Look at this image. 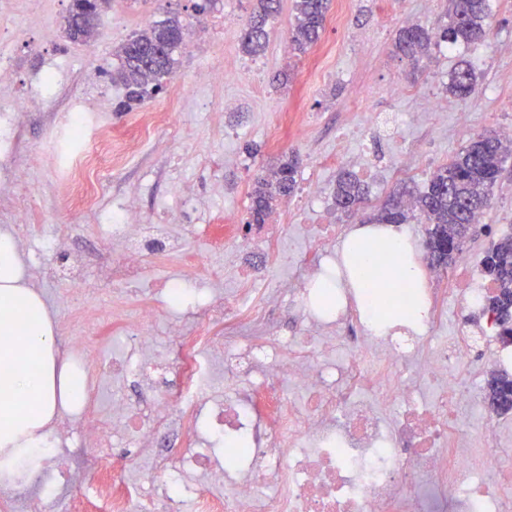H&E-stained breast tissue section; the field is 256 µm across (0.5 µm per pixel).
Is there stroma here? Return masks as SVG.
I'll return each instance as SVG.
<instances>
[{
  "label": "stroma",
  "mask_w": 512,
  "mask_h": 512,
  "mask_svg": "<svg viewBox=\"0 0 512 512\" xmlns=\"http://www.w3.org/2000/svg\"><path fill=\"white\" fill-rule=\"evenodd\" d=\"M70 0H0V60L14 69L10 83L0 84V108L34 89L45 73L55 75L49 104L29 113L22 125L0 128V171L12 180L0 184V227H12L13 200L30 203V236L20 249L26 272L40 292L55 322L71 318L63 302L68 276L58 268L54 277L41 271L40 243L68 224L82 239L95 240L99 227L111 223L112 212L135 205L144 223L169 225L173 234L203 262L223 260L232 266L248 260L251 242L227 243L212 226L222 215L248 218L249 194L262 167L296 152L299 184L316 179L318 201L293 192L278 201L273 215L287 235L295 236L299 252L313 243L297 236L299 225L322 211L333 224L351 223L349 214L333 202L341 165L321 166V159L345 148L356 156L352 171L368 186L361 208L376 211L393 191L424 189L431 173L448 162L479 134L512 123L502 111L512 98V55L499 48L512 44V0H491L490 33L471 46L445 52L433 49L430 58L414 63L396 55L395 33L407 23L437 26L443 0H330L319 42L306 54H283L286 32L293 23L291 0L268 25L269 41L257 56L239 48V36L255 0H111L95 38L98 52L88 57L86 46L69 41L62 22ZM178 15L187 26L177 54L173 79L165 90L129 112L116 111L123 95L113 84L118 67L116 47L142 28L143 17L161 20ZM476 73L475 91L459 99L448 92L451 73L460 62ZM223 67L230 78L213 82L209 72ZM414 87L409 97L392 93L395 85ZM435 100L438 109L426 108ZM88 117L87 141L95 143L100 123L112 128V147L120 163L105 167L106 182L88 209L74 208L63 182L65 174L53 155L69 150L65 134L73 112ZM394 113L396 128L367 139L372 113ZM155 128L145 132V117ZM412 159L417 170L398 177L393 169ZM192 188L193 210L183 206L185 188ZM472 225L462 255L481 264L492 243L512 233V156L508 157L491 199ZM209 316L189 310L171 315L160 310L153 334L168 348L175 333L210 327ZM32 465L21 466L7 488L16 498L48 494L62 512L80 495L77 486L60 477L33 481Z\"/></svg>",
  "instance_id": "stroma-1"
}]
</instances>
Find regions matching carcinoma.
I'll return each mask as SVG.
<instances>
[{"label":"carcinoma","instance_id":"obj_1","mask_svg":"<svg viewBox=\"0 0 512 512\" xmlns=\"http://www.w3.org/2000/svg\"><path fill=\"white\" fill-rule=\"evenodd\" d=\"M101 8V0H70L64 18V34L72 42L87 43L95 37L94 28L86 17L91 8ZM280 8V0H258L257 9L240 35L243 52L257 55L264 50L270 18ZM295 22L290 44L297 54H304L320 39L324 29L328 0H293ZM489 0H446L443 21L432 32L420 25L399 29L393 42L396 55L412 62L429 55L431 47L445 43L452 47L471 44L489 34ZM185 38V25L177 15L156 21L139 32L115 51L119 66L112 72V82L125 90V99L116 111L129 112L150 95L164 91L176 63L175 54ZM473 67L466 65L451 74L448 93L468 97L475 89ZM512 145H506L494 131L473 140L445 166L434 171L424 190L412 196L410 203L400 197L389 200L376 214L366 218L367 224H406L418 219L429 225L425 248L428 260L448 266L456 252L453 245L464 238L475 215L487 203L498 181L506 156ZM299 173V157L283 156L279 162L261 170L250 192L248 223L265 224L275 203L289 196ZM368 190L354 175L347 172L336 183L334 202L337 208L352 212L360 208ZM485 273L496 285L486 310L493 313L509 335L505 317L512 314V234L503 235L483 260ZM489 395L512 396V378L500 374L489 384Z\"/></svg>","mask_w":512,"mask_h":512}]
</instances>
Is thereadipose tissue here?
I'll list each match as a JSON object with an SVG mask.
<instances>
[{
  "mask_svg": "<svg viewBox=\"0 0 512 512\" xmlns=\"http://www.w3.org/2000/svg\"><path fill=\"white\" fill-rule=\"evenodd\" d=\"M337 303L353 296L367 311V327L384 336H420L428 322L425 277L412 236L400 224H368L349 233L336 251V265L318 275ZM0 473L32 460L45 429L84 390V380L64 358L55 326L39 292L26 279L13 235L0 231Z\"/></svg>",
  "mask_w": 512,
  "mask_h": 512,
  "instance_id": "adipose-tissue-1",
  "label": "adipose tissue"
}]
</instances>
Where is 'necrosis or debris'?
Masks as SVG:
<instances>
[{
    "label": "necrosis or debris",
    "instance_id": "1",
    "mask_svg": "<svg viewBox=\"0 0 512 512\" xmlns=\"http://www.w3.org/2000/svg\"><path fill=\"white\" fill-rule=\"evenodd\" d=\"M111 153L105 132L72 157L66 181L76 206L92 205L101 159ZM215 230L228 242L254 235L248 263L234 270L241 287L230 296L197 288L198 257L167 225L142 223L126 205L106 227L107 238L125 248L100 262L99 277L114 288L112 317L128 349L104 360L90 342L100 333L97 311H83L68 344L87 391L66 430L46 436L52 445L63 433L79 435L111 461L107 479L79 477L85 499L99 512H512V448L477 451L465 420L489 412L468 372L485 379L507 370L512 343L497 344L488 333L491 347L479 357L467 322H458L454 336L444 333L449 296L475 310L489 295L472 263L452 271L425 266L428 341L383 337L351 306L330 328L318 324L324 312L308 283L345 225H312L318 245L304 255V284L283 279L271 294L256 273L286 263L282 236L265 224ZM70 239H46L44 255L50 263L71 257L66 294L80 297L89 292L81 273L89 252ZM150 253L176 256L181 265L167 289L174 304H195L224 323L219 333L176 336L177 383L165 380L167 359L152 334L156 309L135 292ZM279 311L301 321L295 335L278 326ZM107 378L140 389L112 401L103 417L98 391Z\"/></svg>",
    "mask_w": 512,
    "mask_h": 512
}]
</instances>
